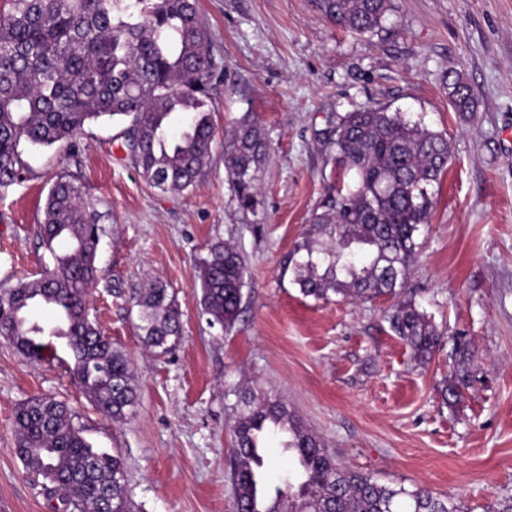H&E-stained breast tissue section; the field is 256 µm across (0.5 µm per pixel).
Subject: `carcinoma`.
Segmentation results:
<instances>
[{"label":"carcinoma","instance_id":"cac0c4a2","mask_svg":"<svg viewBox=\"0 0 512 512\" xmlns=\"http://www.w3.org/2000/svg\"><path fill=\"white\" fill-rule=\"evenodd\" d=\"M0 10V192L22 180L19 147L69 141L92 120L130 119L129 147L143 177L162 190L184 191L208 164L216 129L211 94L222 70L211 31L196 0H6ZM323 18L360 33L379 27L391 0H314ZM454 110L472 112L475 93L460 76L451 83ZM328 137L336 146L341 178L331 211L316 217L305 239L286 257L285 270L301 294L316 300L372 301L393 296L387 321L418 365L431 362L443 334L410 300L400 299L416 258L421 226L433 207L430 187L449 161L445 135L412 123L400 112L366 108L339 118ZM224 161L240 207L261 206L256 172L269 158L268 142L247 114L224 133ZM99 213L83 186L68 175L52 184L39 236L53 255L43 277L0 285V337L32 362L57 358L63 339L68 370L84 395L106 416L126 418L137 393L127 357L89 318V288L98 279ZM70 249L57 253L55 243ZM247 268L230 244L212 241L196 264L200 313L231 331L243 303ZM144 349L163 355L180 339V312L167 285L140 295ZM37 307L54 310L46 328L29 318ZM471 352L456 346L452 383L444 402L466 383ZM236 396L231 485L237 512H462L427 488L384 484L342 469L315 433L277 398L246 388ZM76 413L52 397L21 403L13 428L26 471L76 512H130L122 458L98 450L75 422ZM295 468L269 495L262 470L271 436Z\"/></svg>","mask_w":512,"mask_h":512}]
</instances>
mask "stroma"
Instances as JSON below:
<instances>
[{"label":"stroma","instance_id":"stroma-1","mask_svg":"<svg viewBox=\"0 0 512 512\" xmlns=\"http://www.w3.org/2000/svg\"><path fill=\"white\" fill-rule=\"evenodd\" d=\"M224 82L211 115L224 131L252 113L270 146L257 174L258 213L240 208L215 145L197 185L164 192L141 174L129 121L101 119L67 143L21 144L23 179L0 195V284L51 265L37 227L62 173L83 183L101 215L100 280L89 317L131 362L138 397L126 420L102 415L58 362L33 363L0 338V512H52L56 502L15 451L18 404L66 402L94 447L122 456L135 512H236L229 482L232 398L251 386L283 401L348 470L392 486H423L465 512L512 500V0H392L360 34L321 17L313 0H198ZM475 92L453 110L449 77ZM364 107L402 113L448 138V170L406 293L444 333L415 365L386 319L392 304L318 302L281 261L329 211L336 148L327 133ZM246 259L242 313L210 327L194 288L213 240ZM173 288L178 345L141 343L136 301L151 282ZM473 353L470 383L443 404L457 343Z\"/></svg>","mask_w":512,"mask_h":512}]
</instances>
